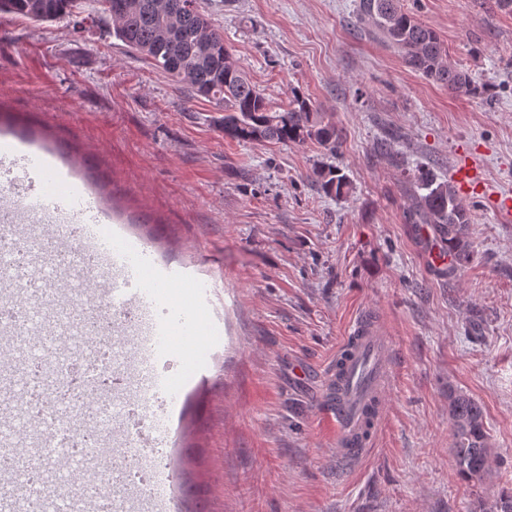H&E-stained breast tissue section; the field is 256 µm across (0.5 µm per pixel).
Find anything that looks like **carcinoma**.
Returning a JSON list of instances; mask_svg holds the SVG:
<instances>
[{
	"label": "carcinoma",
	"mask_w": 512,
	"mask_h": 512,
	"mask_svg": "<svg viewBox=\"0 0 512 512\" xmlns=\"http://www.w3.org/2000/svg\"><path fill=\"white\" fill-rule=\"evenodd\" d=\"M103 15L81 16L80 0H0V13L37 24L71 20L74 25L106 28L112 37L139 54L156 69L177 78L194 97H203L224 112V137L238 142L304 144L314 141L334 153L341 130L317 111L310 99L292 92L288 106L273 109L224 46V34L200 9L198 0H103ZM356 20L365 33L396 48L409 69L421 73L450 92L463 90L491 98L488 87L468 72L448 63L437 33L405 11L400 0H359ZM310 177L328 195L341 197L349 183L338 169L318 165ZM414 223L426 224L448 250L453 275L472 256L471 215L447 180L430 172L421 175ZM448 417L452 424V455L459 474L483 480L492 448L484 424V410L474 399L448 389Z\"/></svg>",
	"instance_id": "obj_1"
}]
</instances>
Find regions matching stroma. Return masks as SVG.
<instances>
[{
	"instance_id": "obj_1",
	"label": "stroma",
	"mask_w": 512,
	"mask_h": 512,
	"mask_svg": "<svg viewBox=\"0 0 512 512\" xmlns=\"http://www.w3.org/2000/svg\"><path fill=\"white\" fill-rule=\"evenodd\" d=\"M359 0H199L273 105L292 90L336 123L342 144L225 139L218 109L102 30L0 14V119L34 132L22 155L76 151L79 175L42 176L71 217L96 182L131 216L118 230L157 269L188 266L158 308L197 306L209 371L158 410L172 448V507L205 512H487L512 490V222L487 199L512 193V10L499 0H403L451 64L492 100L452 93L361 35ZM390 139L392 156L379 153ZM470 159L485 191L464 197L474 256L456 276L427 259L412 223L416 179ZM336 166L344 197L320 192ZM394 346L387 413L364 459L336 454L323 374L353 322ZM479 402L502 462L482 482L454 464L448 391ZM310 177L325 194L341 197L349 192L348 180L336 167L318 165L314 167Z\"/></svg>"
}]
</instances>
